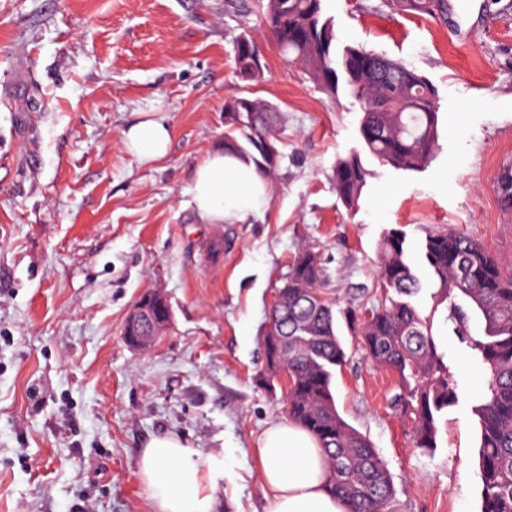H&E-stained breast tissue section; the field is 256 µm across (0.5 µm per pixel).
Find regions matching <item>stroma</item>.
Instances as JSON below:
<instances>
[{"label":"stroma","mask_w":512,"mask_h":512,"mask_svg":"<svg viewBox=\"0 0 512 512\" xmlns=\"http://www.w3.org/2000/svg\"><path fill=\"white\" fill-rule=\"evenodd\" d=\"M323 13L336 53H385L434 86L444 118L424 169L369 154L359 103L344 86L329 100L283 59L261 0H0V512H153L138 455L167 433L223 453L216 512H268L255 448L288 411L283 385L262 371L260 341L306 250L322 260L320 289L345 350L336 406L386 463L393 512H480L479 356L424 287L416 303L460 390L428 455L392 403L395 373L367 358L358 330L386 296L387 233H403L416 258L451 226L512 272V213L496 189L512 162V0H473L464 43L447 21L383 0H324ZM244 33L266 62L253 93L285 115L281 161L260 214L207 224L189 187L224 147ZM467 98L474 106L449 118ZM143 112L171 131L153 163L122 143ZM352 154L371 176L348 208L333 175ZM154 288L171 321L135 350L124 322Z\"/></svg>","instance_id":"35a3bbf8"}]
</instances>
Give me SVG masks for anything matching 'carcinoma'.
Segmentation results:
<instances>
[{
	"label": "carcinoma",
	"mask_w": 512,
	"mask_h": 512,
	"mask_svg": "<svg viewBox=\"0 0 512 512\" xmlns=\"http://www.w3.org/2000/svg\"><path fill=\"white\" fill-rule=\"evenodd\" d=\"M400 11L448 16V0H387ZM323 0H266L265 27L283 58L299 65L328 98L338 92L341 68L351 95L360 103L359 133L371 155L404 171H418L439 150L440 113L426 78L387 55L347 48L336 62L333 26L323 17ZM234 70L243 93L224 102V153L252 163L264 178L279 165L284 117L274 106L247 95L264 79L263 57L251 36L234 49ZM368 170L359 155L340 159L336 193L358 203ZM423 265L444 322L480 355L486 369L483 390L472 412L480 428L481 512H512V275L473 238L448 229L429 235ZM317 254L302 253L285 281L288 302L271 309L269 324L288 337L279 365L291 374L288 417L323 449L331 489L351 512H389L394 486L386 464L365 435L340 415L332 392V369L345 353L336 334L333 304L320 289ZM380 275L393 294L365 321L361 343L378 367L397 375L393 402L413 419L414 447H438V417L458 403V384L439 351L430 319L411 302L422 280L411 263L405 239L393 232L381 245ZM461 297L462 305L456 302ZM484 323L483 336L469 330L472 316Z\"/></svg>",
	"instance_id": "carcinoma-1"
}]
</instances>
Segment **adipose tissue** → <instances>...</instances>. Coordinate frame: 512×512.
I'll return each mask as SVG.
<instances>
[{"label": "adipose tissue", "instance_id": "1", "mask_svg": "<svg viewBox=\"0 0 512 512\" xmlns=\"http://www.w3.org/2000/svg\"><path fill=\"white\" fill-rule=\"evenodd\" d=\"M164 119L146 116L123 132L125 149L144 162L164 158L170 146ZM192 203L208 224L240 221L260 213L268 187L252 164L216 151L192 177ZM264 484L272 495L271 512H350L327 486L325 455L301 427L281 421L270 425L256 449ZM222 454L202 455L181 436L151 439L139 452V476L154 512H214Z\"/></svg>", "mask_w": 512, "mask_h": 512}]
</instances>
